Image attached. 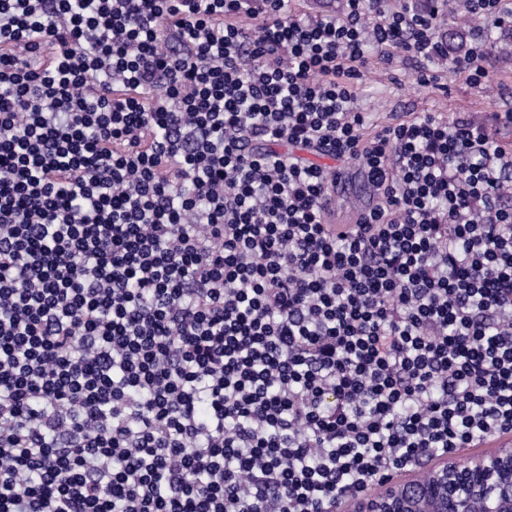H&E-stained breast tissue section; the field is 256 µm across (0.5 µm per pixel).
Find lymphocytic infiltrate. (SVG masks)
I'll use <instances>...</instances> for the list:
<instances>
[{
	"instance_id": "obj_1",
	"label": "lymphocytic infiltrate",
	"mask_w": 512,
	"mask_h": 512,
	"mask_svg": "<svg viewBox=\"0 0 512 512\" xmlns=\"http://www.w3.org/2000/svg\"><path fill=\"white\" fill-rule=\"evenodd\" d=\"M345 2L0 0V512H332L512 434V155L358 105L484 32ZM291 6L298 13L315 15L319 13L340 12L344 7V0H293ZM336 187H333L331 194L325 197L322 201V207L326 216H328L329 222L332 223L331 212L335 205L336 199H346L350 201V205H342L339 203V207H335V212L342 215H352L355 210L370 203V196L366 189L363 187V181H357L355 187L350 193L336 196V191H345L349 189V184L346 176L339 170L336 172Z\"/></svg>"
}]
</instances>
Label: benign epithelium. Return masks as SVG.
<instances>
[{
	"label": "benign epithelium",
	"mask_w": 512,
	"mask_h": 512,
	"mask_svg": "<svg viewBox=\"0 0 512 512\" xmlns=\"http://www.w3.org/2000/svg\"><path fill=\"white\" fill-rule=\"evenodd\" d=\"M425 458L427 479L406 470L372 490L341 492L335 512H512V446Z\"/></svg>",
	"instance_id": "1"
}]
</instances>
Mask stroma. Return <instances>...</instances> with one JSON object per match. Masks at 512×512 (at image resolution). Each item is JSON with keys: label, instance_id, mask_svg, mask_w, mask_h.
Returning a JSON list of instances; mask_svg holds the SVG:
<instances>
[{"label": "stroma", "instance_id": "1", "mask_svg": "<svg viewBox=\"0 0 512 512\" xmlns=\"http://www.w3.org/2000/svg\"><path fill=\"white\" fill-rule=\"evenodd\" d=\"M417 69L415 60L404 55L389 63L371 58L359 102L371 112L374 124L435 112L447 121L465 117L493 143L512 144V125L501 121L503 114L512 112V57L491 55L489 76L478 84L447 64L439 67L438 82L423 85L417 81Z\"/></svg>", "mask_w": 512, "mask_h": 512}]
</instances>
